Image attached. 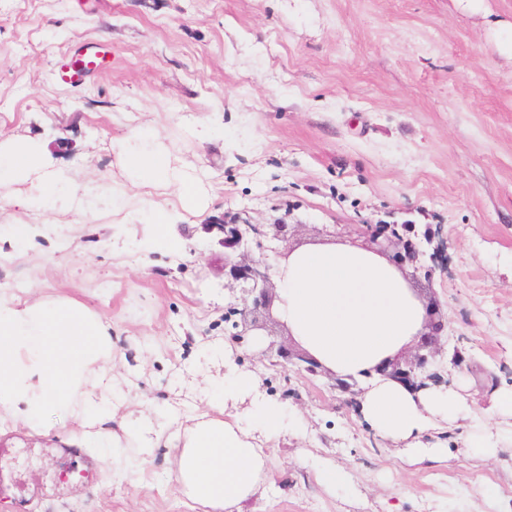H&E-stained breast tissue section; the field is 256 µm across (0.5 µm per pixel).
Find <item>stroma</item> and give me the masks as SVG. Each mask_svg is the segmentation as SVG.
I'll return each instance as SVG.
<instances>
[{
  "instance_id": "obj_1",
  "label": "stroma",
  "mask_w": 512,
  "mask_h": 512,
  "mask_svg": "<svg viewBox=\"0 0 512 512\" xmlns=\"http://www.w3.org/2000/svg\"><path fill=\"white\" fill-rule=\"evenodd\" d=\"M88 43L112 63L74 86L52 75ZM151 130L197 197L140 186L124 144ZM46 151L72 197L20 207L30 182L0 188V296L69 297L109 326L124 376L109 423L150 420L149 455L71 456L45 436L0 430V512H208L175 478V436L192 425L224 359L252 372L288 423L249 512H512V425L499 452L469 447L493 395L512 388V0H0V143ZM175 249L152 246L150 209ZM238 214L301 230L270 260L309 244L362 245L360 224L441 229L448 269L409 280L445 328L436 368L472 410L437 422L418 462L327 376L271 365L286 327L233 344L224 251L209 227ZM95 462V484L67 474ZM342 470L322 485L318 472Z\"/></svg>"
}]
</instances>
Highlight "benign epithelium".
<instances>
[{
  "mask_svg": "<svg viewBox=\"0 0 512 512\" xmlns=\"http://www.w3.org/2000/svg\"><path fill=\"white\" fill-rule=\"evenodd\" d=\"M222 237L218 245L224 249V287L240 289L251 298V305L242 309L229 307L224 312V320L232 321L234 332L230 340L241 344L256 331H265L267 326L258 319V315L271 309L274 301L272 293V266L263 251L264 243L287 237L286 224H253L239 216L224 220L215 225ZM359 232L375 246V251L383 254L395 249L396 265L403 267L408 262L413 266L412 275L428 280L436 273L438 260L434 255H426L418 242L396 233L390 224H362ZM261 254L254 255L253 249ZM443 326L428 322L427 332L416 345L414 352L407 357H398L378 368V371L397 380L409 389H419L431 381L442 382V376L434 370L438 343ZM277 356L285 364L299 373L318 376L325 373L324 367L309 353L290 348H278Z\"/></svg>",
  "mask_w": 512,
  "mask_h": 512,
  "instance_id": "7a95c632",
  "label": "benign epithelium"
}]
</instances>
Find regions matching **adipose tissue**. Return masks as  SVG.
<instances>
[{"label": "adipose tissue", "instance_id": "ef3b65f1", "mask_svg": "<svg viewBox=\"0 0 512 512\" xmlns=\"http://www.w3.org/2000/svg\"><path fill=\"white\" fill-rule=\"evenodd\" d=\"M123 163L141 184L176 188L181 180L145 131L124 150ZM38 146L0 145V187L42 173L28 197L41 205L62 195L59 178L43 174ZM276 309L295 340L336 375L368 381L365 419L380 432L408 442L411 455L433 461L432 448L413 446L433 418L450 421L465 408L449 389L412 391L376 375V367L408 348L424 330V308L402 273L384 257L359 245L311 244L294 249L276 269ZM112 335L100 317L69 298L14 301L0 298V425L47 433L50 420L74 421L81 432L66 441L78 448L118 455L120 442L105 423L113 415ZM228 382L213 390L207 412L189 429L176 456V477L194 502L213 512H242L256 492L264 465L254 444L259 430L274 431L286 420L273 404L253 402L227 422L213 417L225 401L250 394L252 373L229 368Z\"/></svg>", "mask_w": 512, "mask_h": 512}]
</instances>
